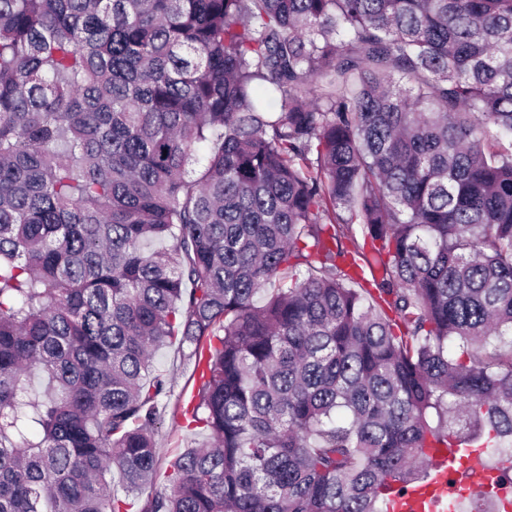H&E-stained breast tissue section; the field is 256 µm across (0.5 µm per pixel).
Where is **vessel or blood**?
<instances>
[{
  "instance_id": "vessel-or-blood-1",
  "label": "vessel or blood",
  "mask_w": 512,
  "mask_h": 512,
  "mask_svg": "<svg viewBox=\"0 0 512 512\" xmlns=\"http://www.w3.org/2000/svg\"><path fill=\"white\" fill-rule=\"evenodd\" d=\"M497 475L501 479V489L512 488V470L499 464H477L465 473L448 471L440 481L430 488L407 492L399 499L398 512H423L424 504L431 499H443L453 496L459 485H466L471 492L486 490L488 475Z\"/></svg>"
}]
</instances>
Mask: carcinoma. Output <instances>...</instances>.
Instances as JSON below:
<instances>
[{"mask_svg":"<svg viewBox=\"0 0 512 512\" xmlns=\"http://www.w3.org/2000/svg\"><path fill=\"white\" fill-rule=\"evenodd\" d=\"M504 137L512 0H0V512H393L512 448ZM186 352L173 344L161 347L153 355V366L168 374L173 384L171 396L161 401L163 421L156 433L157 451L163 470L187 443L198 445L207 439L202 427H182L186 423L181 416V409L187 407L199 386L198 374L194 373L193 361L188 360Z\"/></svg>","mask_w":512,"mask_h":512,"instance_id":"cac0c4a2","label":"carcinoma"}]
</instances>
